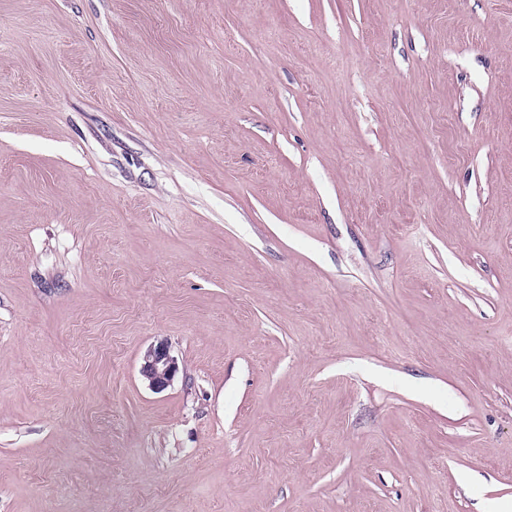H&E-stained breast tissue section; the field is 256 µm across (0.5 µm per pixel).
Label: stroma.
<instances>
[{
	"instance_id": "stroma-1",
	"label": "stroma",
	"mask_w": 512,
	"mask_h": 512,
	"mask_svg": "<svg viewBox=\"0 0 512 512\" xmlns=\"http://www.w3.org/2000/svg\"><path fill=\"white\" fill-rule=\"evenodd\" d=\"M490 501L512 0H0V512ZM140 372L148 381L150 388L163 390L177 372L176 362L170 356L167 348L160 345L147 350Z\"/></svg>"
}]
</instances>
